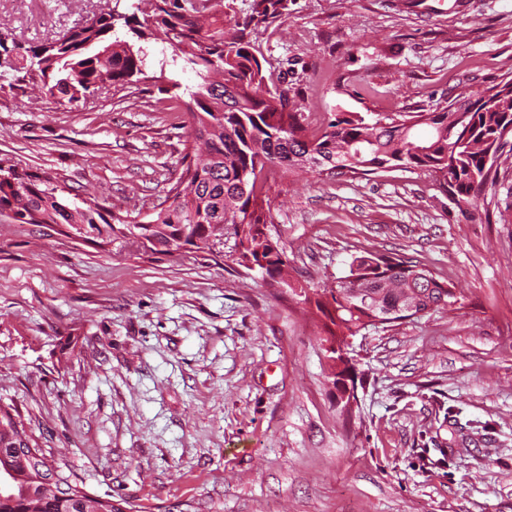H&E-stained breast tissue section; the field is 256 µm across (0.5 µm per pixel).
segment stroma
I'll return each instance as SVG.
<instances>
[{"label": "stroma", "mask_w": 512, "mask_h": 512, "mask_svg": "<svg viewBox=\"0 0 512 512\" xmlns=\"http://www.w3.org/2000/svg\"><path fill=\"white\" fill-rule=\"evenodd\" d=\"M106 0H0V38L45 42ZM284 0L251 32L317 132L337 112L431 110L512 79V0ZM79 108L0 93V158L146 220L179 177L195 72ZM288 281L193 254L100 248L0 215V407L49 464L137 512H512V164L456 203L428 176L269 174ZM412 261L462 306L363 330L336 405L296 285L358 256Z\"/></svg>", "instance_id": "obj_1"}]
</instances>
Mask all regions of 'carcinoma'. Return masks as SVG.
Returning a JSON list of instances; mask_svg holds the SVG:
<instances>
[{"mask_svg":"<svg viewBox=\"0 0 512 512\" xmlns=\"http://www.w3.org/2000/svg\"><path fill=\"white\" fill-rule=\"evenodd\" d=\"M208 2L152 0L140 17L109 5L51 42L0 39V92L14 90L13 77L22 73L70 107L102 88L134 93L146 78L142 43L151 40L174 47L173 64L202 80L185 102L188 163L146 221L109 220L93 198L70 204L37 172L1 161L0 213L21 224L64 225L100 245L131 239L151 254H207L258 268L279 283L288 257L264 232L269 211L259 197L273 169L283 177L305 167L320 175L418 170L461 200L495 179L494 164L512 137V79L429 112L375 119L339 112L310 135L303 113L289 107L287 91L267 84L249 40L251 28L279 17L283 0H253L251 14L231 34L204 29ZM300 296L326 318L324 346L345 343L377 317L396 322L410 317L411 306L451 311L460 301L429 272L382 256L358 257L334 285L303 288ZM17 448L42 451L23 421L0 408V512H122L111 499L87 492L64 497L48 471L21 462Z\"/></svg>","mask_w":512,"mask_h":512,"instance_id":"obj_1","label":"carcinoma"}]
</instances>
